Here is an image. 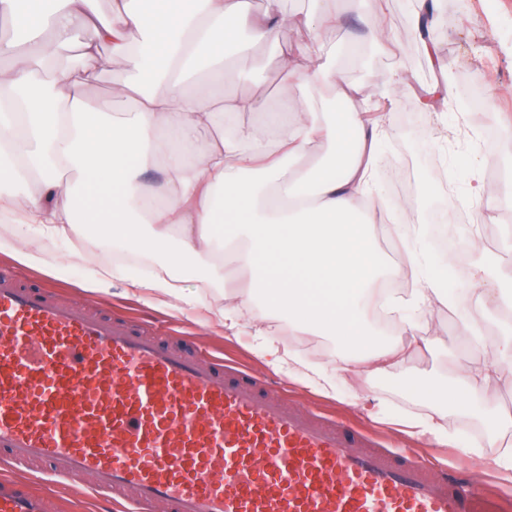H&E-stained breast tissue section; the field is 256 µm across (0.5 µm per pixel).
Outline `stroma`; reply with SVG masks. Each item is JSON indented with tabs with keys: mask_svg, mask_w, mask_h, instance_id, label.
<instances>
[{
	"mask_svg": "<svg viewBox=\"0 0 512 512\" xmlns=\"http://www.w3.org/2000/svg\"><path fill=\"white\" fill-rule=\"evenodd\" d=\"M300 8V0H249L253 16L274 12L284 17L275 40L242 44L224 62L223 86L201 76L191 84V93L202 99L253 101L256 110L248 120L258 135H266L268 113L298 97L295 85L284 78L282 49L311 47L316 62L340 69L354 90L356 111H377L386 133L376 184L379 191L411 202L406 222L414 232L425 233L429 207L443 206L453 222L464 223L468 239L493 240L496 259L504 260L505 247L512 242V208L501 206L500 199L512 194V181L502 180L501 174L512 170V151L500 145L486 149L484 139L492 132L505 133L512 123V0H436L427 43L416 36L408 0H314L315 18L306 23L298 18ZM323 15L328 24H320ZM347 40L369 42L365 58L335 59L333 47ZM130 77V66L113 59L109 46H102L96 78L86 95L96 104L111 102L116 117H124L125 106L114 100L113 91ZM483 155L488 158L484 181L494 195L475 202L460 170ZM71 239L84 256L82 263L37 269L0 253V270L93 309L146 322L160 335L183 337L194 343L202 358L224 352L265 377L289 402L369 429L385 448L416 449L419 462L431 469H441L462 449H470L465 479L480 488L489 483L502 492L512 491V474L496 463L499 446L485 443L493 432L492 416L512 415V374L490 380L468 412L445 400H427L420 392L431 379L462 389L464 371L490 362L489 339L501 336L512 323L495 316L493 294L485 295L484 307L472 322L463 320L457 309L427 303L417 332L430 337L432 346L413 352L385 375L366 376L364 362L351 361L347 387L360 399L353 405L318 393L287 373L271 371L255 354L260 339L249 323L231 332L209 322L206 307L217 303L224 289L252 294L251 272L232 258L224 260L226 284L181 279L184 293L196 300L190 308L149 290L130 291V280L162 269L165 261L160 257L121 262V274L108 291L88 287L86 266L109 260L110 255L83 230H75ZM252 296L261 302V295ZM266 327L280 350L305 364L326 368L347 355L333 337L289 323L278 311L268 312ZM431 416L440 419L447 441L424 430Z\"/></svg>",
	"mask_w": 512,
	"mask_h": 512,
	"instance_id": "35a3bbf8",
	"label": "stroma"
}]
</instances>
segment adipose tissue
<instances>
[{
	"label": "adipose tissue",
	"mask_w": 512,
	"mask_h": 512,
	"mask_svg": "<svg viewBox=\"0 0 512 512\" xmlns=\"http://www.w3.org/2000/svg\"><path fill=\"white\" fill-rule=\"evenodd\" d=\"M95 2L59 0L47 17L40 0H0V11L31 32L51 27L62 50L78 25L95 30L80 62L49 81L0 46V214L12 210L13 195L4 184L33 179L46 192L32 200L22 230L0 235V252L25 265L45 264L46 242L67 239L77 222L103 251L171 257V266L149 285L174 297L181 294L179 270L189 267L221 283L229 256L252 271L263 296L256 322L273 308L353 351L368 342L365 312L373 304L401 313L410 329L406 308L420 312L433 299L458 307L493 284L498 304L512 309V270L482 249L474 251L464 286H455L434 247L448 232L442 207L425 237L399 226L417 287L407 299L389 294L387 286L401 269L372 247L363 215L377 205L395 211L399 204L372 193L381 134L359 112L325 123L303 95L291 111L269 113L273 131L259 140L243 120L254 103H217L187 93L199 71L222 81L224 50L242 32L272 39L282 18L251 17L245 0H122L121 9L102 21ZM131 28L142 34L135 47L127 40ZM103 44L134 71L132 82L117 90L131 114L125 123L113 121L110 105L90 104L85 95L88 64ZM282 58L288 81L311 87L332 78L313 64L309 48L284 51ZM201 127L214 129L218 139L191 164L187 146ZM160 130L166 133V170L159 188L140 173L154 149L150 135ZM319 136L334 147L332 164L299 167L307 144ZM164 189L171 192L165 199L159 196Z\"/></svg>",
	"instance_id": "obj_1"
}]
</instances>
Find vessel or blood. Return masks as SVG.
<instances>
[{"instance_id": "obj_1", "label": "vessel or blood", "mask_w": 512, "mask_h": 512, "mask_svg": "<svg viewBox=\"0 0 512 512\" xmlns=\"http://www.w3.org/2000/svg\"><path fill=\"white\" fill-rule=\"evenodd\" d=\"M0 450L135 512H497L447 470L314 420L257 377L206 361L142 323L59 303L0 271ZM0 512H48L29 481L0 477Z\"/></svg>"}]
</instances>
